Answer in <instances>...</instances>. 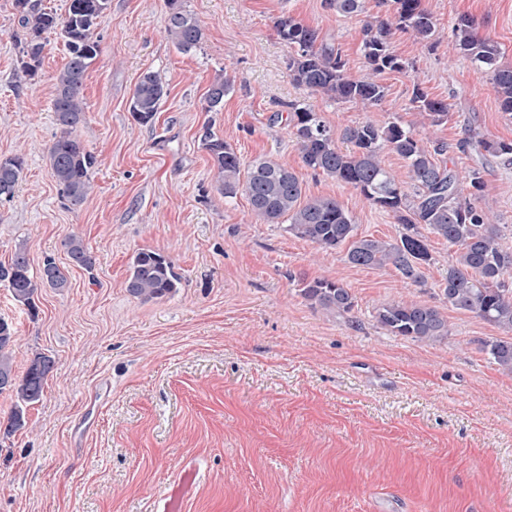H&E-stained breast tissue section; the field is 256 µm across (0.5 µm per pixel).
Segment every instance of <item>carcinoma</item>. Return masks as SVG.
<instances>
[{
	"instance_id": "cac0c4a2",
	"label": "carcinoma",
	"mask_w": 512,
	"mask_h": 512,
	"mask_svg": "<svg viewBox=\"0 0 512 512\" xmlns=\"http://www.w3.org/2000/svg\"><path fill=\"white\" fill-rule=\"evenodd\" d=\"M108 2L68 0L65 15L59 17L41 8L39 0H13L25 32L24 39L19 41L21 77L32 79L37 75L45 47L44 33L57 32L67 51V62L55 78L52 100V111L62 131L49 148V164L52 178L73 207L84 203L91 188L90 169L95 157L86 150L76 130L85 115L80 97L84 77L100 53L95 27ZM183 2L165 0V31L178 51L189 53L199 46L202 30ZM325 2L328 8L343 15L362 9L361 0ZM391 2L393 17L369 21L363 27V57L368 74L361 78L346 74L341 54L324 42L318 29L288 14L281 15L275 21V29L291 49L287 67L293 81L337 103L380 107L385 87L376 80L377 75L409 68L391 51L393 30L404 29L427 43L436 32L433 16L422 8L421 0ZM452 43L457 53L490 75L501 110L512 114V67L499 64V46L479 37L468 16H461L454 23ZM231 90L229 80L216 78L206 95L208 111H220ZM165 94V84L158 73H143L131 97L133 119L138 123L151 121ZM411 104L433 123L448 117V102L429 97L417 84L413 86ZM289 108V122L303 165L353 186L373 204L393 213L403 227L399 238L354 237L353 220L336 199L316 197L302 201V181L293 171L273 161L258 160L242 170L232 146L206 127L201 141L214 161L224 197L233 198L242 191L258 219L268 224H284L288 233L326 250L348 241L347 258L351 264L364 268L391 266L402 278L417 284L423 283L421 266L433 260L427 239L418 231V226L424 224L454 248L442 288L448 306L512 331V288L506 287V280L512 278V245L502 243L501 225L494 223L478 205L484 185L480 169L460 176L457 170L436 159L447 151L445 145L438 144L429 151L418 144L411 131L393 121H368L344 129L342 139L353 145V150L344 152L319 113L304 103H292ZM473 145L497 157L503 166L512 167V142L480 139ZM386 148L404 159L412 191H405L382 164L381 153ZM23 168L24 158L19 155L0 159V196L13 195ZM63 246L72 264L93 266L94 258L81 236L68 234ZM0 283L9 289L14 301L33 311L40 289H63L68 286V278L51 258L44 261L40 275L31 274L27 254L20 248L10 262L0 264ZM180 284L181 277L174 265L161 253L140 250L133 256L127 279V292L132 297L142 302L161 301L174 296ZM300 284L302 297L314 308L342 314L354 307L349 289L338 281L302 278ZM377 318L391 334L417 341H442L449 333L447 317L428 304H387L379 309ZM15 342L12 323L0 317V394L10 392L17 400L7 418L5 432L9 434L25 426L24 408L40 401L54 368L51 357L39 354L24 375L18 376L14 366ZM483 350L501 369L512 372V341L490 340Z\"/></svg>"
}]
</instances>
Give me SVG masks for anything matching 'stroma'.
Returning <instances> with one entry per match:
<instances>
[{"mask_svg":"<svg viewBox=\"0 0 512 512\" xmlns=\"http://www.w3.org/2000/svg\"><path fill=\"white\" fill-rule=\"evenodd\" d=\"M422 4L434 43L393 32L391 49L410 68L379 75L386 98L369 111L296 85L274 22L286 12L317 28L360 78L363 22L391 16L389 0H364L358 16L324 0H185L203 33L188 53L164 31V0H110L77 129L96 158L93 189L72 209L48 160L66 49L46 33L37 75L19 79L21 28L13 0H0V158L25 159L14 195L0 199V262L21 247L32 272L48 256L67 264L71 233L95 259L71 268L68 288L41 289L33 313L0 286L17 373L38 354L54 361L25 427L0 432V512H512V373L482 350L504 332L449 308L441 285L453 248L427 234L433 260L419 284L390 267L354 266L347 245L322 249L257 220L244 194L223 197L200 140L211 127L242 165L270 159L297 173L304 198H336L355 237L395 239L393 213L303 166L288 104H310L338 134L395 120L426 147L446 143L448 166L481 169L479 204L511 241L512 168L465 139L473 131L512 141V115L450 35L470 16L512 66V0ZM146 71L160 74L167 95L139 124L129 103ZM219 76L232 90L210 112L206 94ZM416 85L447 101V120L431 124L411 106ZM142 249L173 263L182 277L174 296L144 303L127 293ZM303 277L340 281L353 309L311 307ZM401 300L436 306L448 338L387 331L377 312Z\"/></svg>","mask_w":512,"mask_h":512,"instance_id":"35a3bbf8","label":"stroma"}]
</instances>
